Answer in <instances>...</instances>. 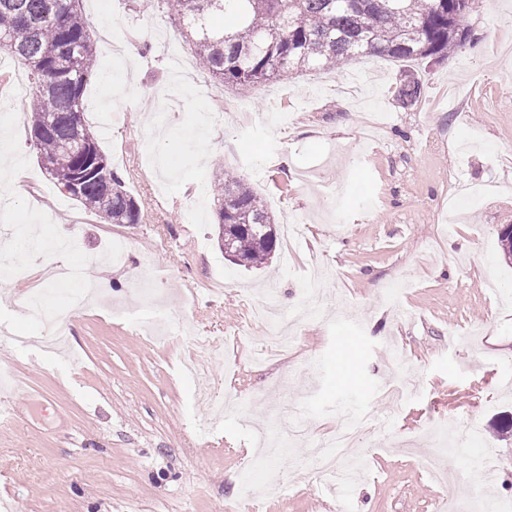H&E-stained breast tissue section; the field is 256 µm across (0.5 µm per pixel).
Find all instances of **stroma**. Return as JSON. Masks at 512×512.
<instances>
[{
  "mask_svg": "<svg viewBox=\"0 0 512 512\" xmlns=\"http://www.w3.org/2000/svg\"><path fill=\"white\" fill-rule=\"evenodd\" d=\"M138 2L83 0V11L99 70L139 89L119 96L122 119L99 143L142 223L88 221L39 165L23 102L0 101V137L22 145L15 188L30 206L0 213V283L14 295L39 287L27 237L3 232L37 212L43 245L72 225L70 258L97 256L85 276L108 298L75 308L69 341L85 365L65 376L62 358L42 351L43 327L0 301V324L29 339L0 342V389L26 396L0 425V512H332L298 475L314 471L317 443L346 429L367 464L343 489L356 512H470L467 463L485 454L490 498L512 505V440L496 433L512 422V266L498 247L499 226L512 224V56L501 51L512 0H472L471 39L448 59L366 55L251 90L214 82L179 24ZM125 30L141 48L132 67L111 52ZM410 78L423 89L412 105L399 96ZM221 163L276 224L303 222L304 252L246 269L219 251L212 204L189 221L188 194L209 191ZM116 238L126 258L110 266ZM316 262L333 272L322 299L297 316L287 355L254 363L267 289L294 310ZM149 288L166 313L163 342L110 310L140 312ZM348 326L358 378L345 383ZM209 345L225 348L205 371L218 417L197 406L186 367ZM456 419L481 436L457 430L443 484L424 460Z\"/></svg>",
  "mask_w": 512,
  "mask_h": 512,
  "instance_id": "35a3bbf8",
  "label": "stroma"
}]
</instances>
